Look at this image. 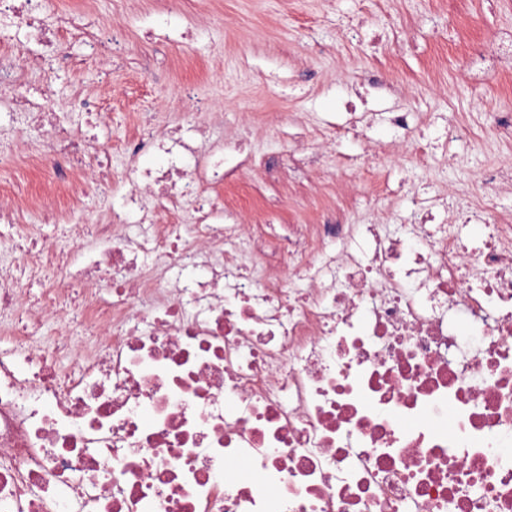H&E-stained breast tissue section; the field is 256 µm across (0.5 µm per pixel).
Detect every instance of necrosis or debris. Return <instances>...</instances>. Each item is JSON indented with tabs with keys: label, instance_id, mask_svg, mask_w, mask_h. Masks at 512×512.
<instances>
[{
	"label": "necrosis or debris",
	"instance_id": "obj_1",
	"mask_svg": "<svg viewBox=\"0 0 512 512\" xmlns=\"http://www.w3.org/2000/svg\"><path fill=\"white\" fill-rule=\"evenodd\" d=\"M56 0H0V27L70 64L65 38L112 41ZM0 106L47 139L38 163L76 191L88 142L31 98L0 54ZM198 123L128 139L119 223L73 245L11 240L63 295L41 307L0 272V512H512V224H289L278 262L248 267L239 213L206 206L224 146ZM341 247L327 249L326 237ZM67 317L38 345L41 310Z\"/></svg>",
	"mask_w": 512,
	"mask_h": 512
}]
</instances>
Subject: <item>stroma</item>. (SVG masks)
I'll return each mask as SVG.
<instances>
[{
    "mask_svg": "<svg viewBox=\"0 0 512 512\" xmlns=\"http://www.w3.org/2000/svg\"><path fill=\"white\" fill-rule=\"evenodd\" d=\"M76 7L89 20L139 33L167 8L195 32L189 43L161 44L149 72L130 41L108 67L83 44L69 46L81 64L55 70L51 107L64 110L71 95L94 91L112 106L94 138L112 152L107 200L64 199L84 213L108 216L109 203L127 191L132 161L122 145L141 134L139 113L172 128L197 105L212 139L243 141L250 155L218 195L246 213L280 210L285 224L335 219L338 198L350 215L383 222L406 211L413 193L478 195L483 171L512 165V141L483 132L487 114L512 100V59L487 73L465 50L487 27L512 33V0H470L457 16L448 0H212L207 13L191 0H77ZM363 90L376 109L410 112L424 129L457 113L476 137L420 165L379 129L359 140L337 136L345 117L339 99ZM41 140L37 127L20 130L25 166L0 160V201L63 194L32 164Z\"/></svg>",
    "mask_w": 512,
    "mask_h": 512,
    "instance_id": "stroma-1",
    "label": "stroma"
}]
</instances>
